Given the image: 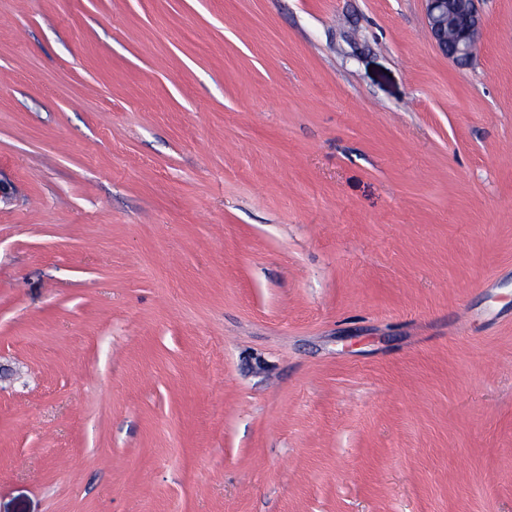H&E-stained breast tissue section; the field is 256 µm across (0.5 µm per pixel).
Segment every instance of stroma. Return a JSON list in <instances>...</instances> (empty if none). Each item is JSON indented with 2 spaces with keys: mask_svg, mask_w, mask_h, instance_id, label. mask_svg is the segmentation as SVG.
Returning <instances> with one entry per match:
<instances>
[{
  "mask_svg": "<svg viewBox=\"0 0 512 512\" xmlns=\"http://www.w3.org/2000/svg\"><path fill=\"white\" fill-rule=\"evenodd\" d=\"M0 0V512H512V0ZM428 30L441 54L467 65L477 50L483 19L477 0H424Z\"/></svg>",
  "mask_w": 512,
  "mask_h": 512,
  "instance_id": "stroma-1",
  "label": "stroma"
}]
</instances>
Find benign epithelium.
Wrapping results in <instances>:
<instances>
[{
	"instance_id": "1",
	"label": "benign epithelium",
	"mask_w": 512,
	"mask_h": 512,
	"mask_svg": "<svg viewBox=\"0 0 512 512\" xmlns=\"http://www.w3.org/2000/svg\"><path fill=\"white\" fill-rule=\"evenodd\" d=\"M424 2L428 30L439 52L458 65L470 63L483 30L478 0Z\"/></svg>"
}]
</instances>
